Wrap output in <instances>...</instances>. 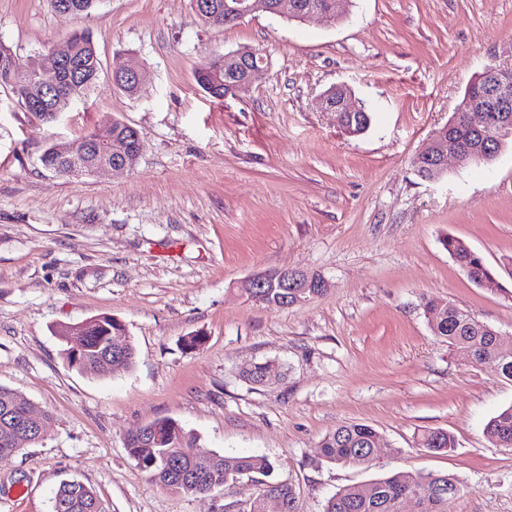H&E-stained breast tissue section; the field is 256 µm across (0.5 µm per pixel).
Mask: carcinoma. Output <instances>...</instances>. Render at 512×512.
<instances>
[{
	"instance_id": "carcinoma-1",
	"label": "carcinoma",
	"mask_w": 512,
	"mask_h": 512,
	"mask_svg": "<svg viewBox=\"0 0 512 512\" xmlns=\"http://www.w3.org/2000/svg\"><path fill=\"white\" fill-rule=\"evenodd\" d=\"M61 54L74 64V87L85 95L97 82L100 59L93 35L88 31H75L62 47ZM195 80L201 88L207 89L212 97L224 98V74L211 73L202 66L195 73ZM30 78L21 71L11 58L0 55V87L12 91L21 106H26L23 92ZM71 106L65 97L57 98L48 112L39 113L44 123L55 121L56 116ZM371 113L349 112L345 116L344 128L368 129ZM448 146L457 142L470 143L471 149L485 155L482 164L489 165L495 155L507 144L512 143V124L503 129L501 113H490L489 126L484 134L473 137L464 120L445 130ZM43 167L62 176L70 175V163L54 149V143L44 149L40 156ZM448 254L460 266L469 280L477 286L493 291L499 288L492 270L483 257L471 250L460 239L448 236L443 240ZM265 296L288 305L299 303L302 295L296 288H266ZM430 328L434 335L448 340V346L465 348L472 360L488 365L503 379L512 382V356H500V331L477 320L468 311L451 303H439L433 299L424 305ZM126 335L124 325L112 317H99L84 331L79 346L66 344L63 354L68 363L79 371L105 374L110 354V342L114 336ZM278 370L272 363H259L247 372V379L262 383L269 374ZM31 414L43 420L49 419L47 411L30 401H19L15 392L0 386V456L13 454L26 444L35 442V436L21 431ZM491 443L502 448H512V406L501 410L485 426ZM380 440L378 431L368 424L352 423L342 425L325 435L320 442L322 454L334 463L365 465L376 452L374 445ZM455 440L448 432L434 429L423 434L421 446L432 451H447L454 447ZM129 453L149 474L151 480L161 489L175 494L196 495L207 491L213 482L228 481L239 475L258 474L262 476L251 507L244 512H261V503L268 496H275L288 504V512H295V497L292 487L285 481L272 478L273 464L263 456H240L207 452L208 467L202 477L192 479L197 468L195 456L201 451L196 437L186 432L177 422L170 419L155 420L135 432L127 439ZM375 484L384 487L391 495H420L426 500L424 512H448V504L460 493L461 488L455 477L447 473H422L415 476L398 472L378 479ZM53 512H100L97 497L92 489L77 480L63 482L54 498ZM323 512H396L395 503L387 498L365 500L354 488H344L327 499Z\"/></svg>"
}]
</instances>
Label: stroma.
I'll use <instances>...</instances> for the list:
<instances>
[{"label": "stroma", "instance_id": "1", "mask_svg": "<svg viewBox=\"0 0 512 512\" xmlns=\"http://www.w3.org/2000/svg\"><path fill=\"white\" fill-rule=\"evenodd\" d=\"M336 22L264 12L210 25L192 0H99L62 18L49 0H0V42L42 68L72 31L92 33L94 88L50 124L0 88V385L51 414L36 443L0 457V512H53L78 480L102 512H240L257 476L183 496L160 489L128 435L177 421L200 447L260 455L292 484L295 512H323L338 490L397 472H446L448 512H512V449L487 421L512 406V382L432 333L426 299L450 302L512 336V146L491 165L449 163L437 182L414 157L488 66L512 65V0H341ZM243 46L268 58L223 99L194 79ZM140 67L136 94L112 82ZM351 89L371 112L349 135L323 94ZM120 120L143 144L127 171L80 177L43 168L48 142L79 145ZM455 236L500 287L471 283L444 249ZM329 287L290 307L250 300L241 281L273 269ZM109 315L136 349L106 374L70 367L60 326ZM200 332L204 345L184 350ZM263 385L242 373L265 361ZM372 425L367 465L328 461L321 439ZM443 429L435 452L421 435Z\"/></svg>", "mask_w": 512, "mask_h": 512}]
</instances>
